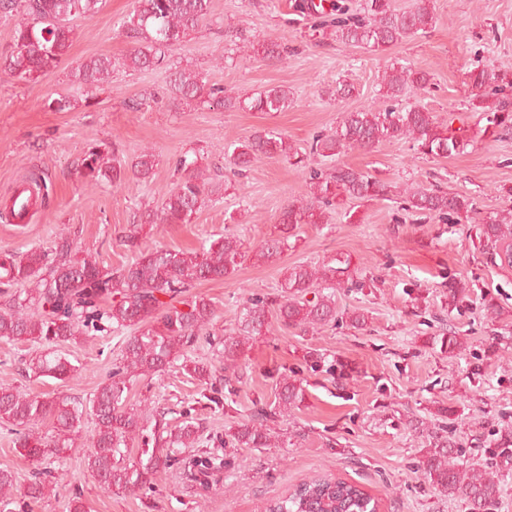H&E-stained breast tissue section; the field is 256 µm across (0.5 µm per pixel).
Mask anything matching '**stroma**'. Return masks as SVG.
I'll return each instance as SVG.
<instances>
[{
  "mask_svg": "<svg viewBox=\"0 0 512 512\" xmlns=\"http://www.w3.org/2000/svg\"><path fill=\"white\" fill-rule=\"evenodd\" d=\"M303 2L212 0L208 20L170 54L171 65L203 73L230 94L288 88L292 102L281 112L173 105L167 72L123 65L130 45L118 26L134 0H106L92 19L75 20L67 57L39 82L0 78V201L26 176L44 173L52 183L49 201L35 207L28 223L0 218V251L47 250L64 232L107 267L131 261L117 240L166 198L179 177L176 162L187 152L197 153L223 192L191 223L145 225L143 247L196 249L227 231L255 246L276 235L280 209L308 192L305 171L259 156L238 177L226 155L264 129L283 133L299 151L309 152L314 136L335 130L344 113L380 100L381 76L392 63L429 72L431 89L421 102L439 122L473 138L465 153L451 157L422 155L411 142L394 140L347 151L336 162L321 159L324 170L340 162L394 185L392 199L365 203L350 218L330 212L327 223L301 225L280 258L264 262L249 255L232 276L196 284L195 293L211 299L216 316L193 355L213 364L218 403L201 399L200 385L174 367L132 387L131 403L148 415L163 410L173 422L186 414L196 418L201 426L196 446L184 449L151 484L108 494L86 467L91 418H84L77 445L64 458L38 461L20 455L2 425L0 468L12 470L20 487L39 478L56 489L38 503L20 499L18 512H67L77 495L89 512H259L266 500L288 495L318 473L360 483L379 499L382 512H465L418 478V460L442 432L461 449L464 463L482 466L493 436L512 432V269L475 249L471 225L403 209L405 190L418 188L474 197L481 218L512 209V198L498 191L512 187V138L481 132L464 83L465 72L474 67H512V0H433L432 28L382 53L341 44L332 28H315L314 17L301 11ZM229 25L259 37H282L287 60L275 66L257 53L232 51L224 39ZM101 54L114 63L111 83L90 92L71 81L72 68ZM341 82L351 86V95L331 97ZM54 93L70 95L75 109H45L44 98ZM145 93L155 95L157 105L131 111L128 101ZM100 143L126 163L144 149L154 150L159 163L152 178L131 177L116 189L89 182L80 174L81 159L90 145ZM339 260L349 261L353 280L336 291L334 323L304 333L270 321L244 356L225 367L222 342L236 330L250 295L277 297L289 267ZM452 275L471 291L457 308L448 305ZM361 280L374 281V288L358 289ZM487 295L501 310L498 319L485 315ZM354 310L364 313V329L349 324L347 314ZM451 329L465 346L457 356L432 343ZM121 342L119 336L89 331L62 345L72 364L83 367L79 379L68 383L28 370L42 345L0 342V382L33 394L86 400L110 378ZM309 351L343 364L344 378L311 369ZM288 372L301 380L305 400L275 423L281 447L227 446L230 427L247 419L257 404L271 403L277 381ZM441 407L451 408V416H438ZM415 419L420 429L410 428ZM205 451L222 458L221 468L191 477L187 462Z\"/></svg>",
  "mask_w": 512,
  "mask_h": 512,
  "instance_id": "obj_1",
  "label": "stroma"
}]
</instances>
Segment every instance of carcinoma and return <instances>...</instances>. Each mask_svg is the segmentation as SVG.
Here are the masks:
<instances>
[{
  "instance_id": "obj_1",
  "label": "carcinoma",
  "mask_w": 512,
  "mask_h": 512,
  "mask_svg": "<svg viewBox=\"0 0 512 512\" xmlns=\"http://www.w3.org/2000/svg\"><path fill=\"white\" fill-rule=\"evenodd\" d=\"M104 0H0V16L18 11L22 19L12 29L10 49L0 53V74L25 81H37L63 62L72 40V21L93 18ZM336 39L350 47L380 52L398 41L424 33L434 22L431 0H415L408 11H397L391 0H365L363 13L349 15L335 7ZM211 0H136L135 7L121 26V34L132 44L128 67L152 70L166 63L172 47L207 20ZM234 45L255 49L263 59L283 61L288 53L280 38L254 40L240 28L225 32ZM112 57L99 55L81 63L73 73L75 82L98 89L112 74ZM429 75L410 65L393 63L384 71L383 103L370 104L346 112L336 129L318 136L311 153L335 158L346 150L367 148L380 143L407 139L424 155L450 157L465 151L469 141L442 126L425 106L416 102L397 106L410 93L427 92ZM470 90L469 106L485 114V131L495 138L512 135V100L502 94L512 89L511 69L474 68L466 73ZM170 101H199L223 110L282 112L292 99L288 90L271 87L252 96L224 93L210 85L201 73L186 69L169 72ZM44 107L52 112H69L71 99L48 96ZM258 154L277 156L297 167H307L288 138L275 131H259L237 147L230 164L239 175ZM157 166L156 155L142 151L129 163L116 162L99 145L88 148L82 160V175L96 183L114 187L128 175L147 179ZM179 167L184 176L158 208L146 214L148 224H189L210 199L207 181L198 158L183 156ZM308 195L288 202L279 212L281 234L265 240L255 251L264 261L278 258L288 249V238L302 224H322L326 211L342 209L350 203L387 200L391 186L369 173L337 165L329 174L312 168L308 172ZM403 210L413 215L429 214L450 224L470 222L476 213L468 196L440 189H418L406 194ZM141 225L119 241L136 253L133 261L108 268L91 255L79 256L77 243L61 236L50 250L29 249L21 253H0V284L13 289L9 300L0 305V340L44 344L51 351L35 355L28 369L38 377L62 382L78 378V368L55 347L78 340L84 329L96 332L127 333L120 365L110 381L82 402L74 397L30 395L10 384H0V423L17 434L16 447L25 457L58 458L74 447L83 416L95 419V435L85 456L87 469L107 493L123 492L150 482L162 467L175 459L180 448H192L199 438V427L191 420L171 424L155 420L153 448L142 451L146 459H129V444L143 430V417L130 403L134 382L149 378L175 362L201 384H207L212 371L189 355L198 332L214 316V305L191 292L202 280L228 277L246 256L244 241L226 234L210 245L183 250L153 248L138 244ZM475 236L482 247L512 251V215L488 216L475 225ZM348 268L325 266L321 269L296 265L288 269L279 298L267 302L249 299L243 307L238 332L224 338V363L233 365L246 345L263 335L268 315L273 313L286 328L302 332L336 321L335 292L309 290L321 282H334ZM467 298L466 288L448 279V305L456 308ZM304 399L302 383L286 374L276 385L274 402L257 408L251 418L240 422L230 434L235 448H270L275 436L269 423L288 416ZM50 422L52 432L43 436L34 427ZM490 462L482 469L460 463L448 441L436 439L418 461L417 471L441 495L466 506L467 512H489L495 504L502 479L512 473V437H500L488 449ZM15 477L0 469V512H12ZM376 500L364 488L338 477L317 476L302 482L289 495L263 505L262 512H376Z\"/></svg>"
}]
</instances>
